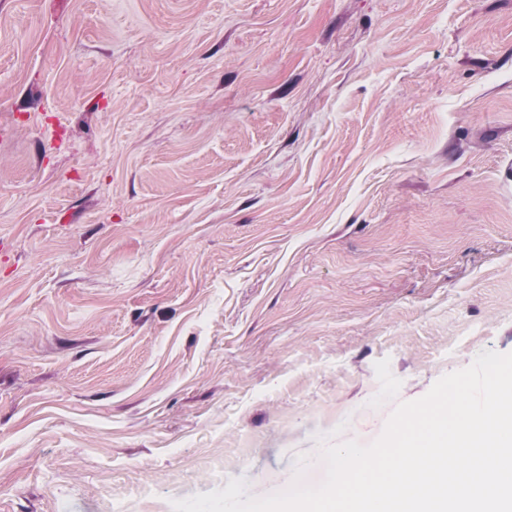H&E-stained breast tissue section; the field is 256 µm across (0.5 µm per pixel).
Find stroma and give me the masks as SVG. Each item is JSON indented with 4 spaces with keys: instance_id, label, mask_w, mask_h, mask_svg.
Wrapping results in <instances>:
<instances>
[{
    "instance_id": "stroma-1",
    "label": "stroma",
    "mask_w": 512,
    "mask_h": 512,
    "mask_svg": "<svg viewBox=\"0 0 512 512\" xmlns=\"http://www.w3.org/2000/svg\"><path fill=\"white\" fill-rule=\"evenodd\" d=\"M0 512L262 497L512 353V0H0Z\"/></svg>"
}]
</instances>
